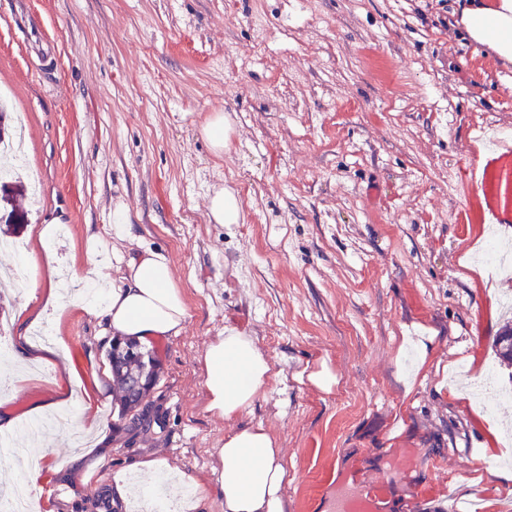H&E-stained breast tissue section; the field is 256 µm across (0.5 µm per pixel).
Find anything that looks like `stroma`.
I'll return each instance as SVG.
<instances>
[{
  "label": "stroma",
  "instance_id": "stroma-1",
  "mask_svg": "<svg viewBox=\"0 0 512 512\" xmlns=\"http://www.w3.org/2000/svg\"><path fill=\"white\" fill-rule=\"evenodd\" d=\"M467 0H0V97L22 130L18 177L0 179V227L16 225L34 284L6 303L0 412L20 428L56 395L75 411L111 384L106 322L52 320L56 355L21 362L15 337L44 307L40 230L62 226L58 272L90 271L87 238L123 207L134 248L163 252L187 296L183 331L153 341L162 437L124 447L105 430L97 470L60 466L69 430L46 438L41 481L64 489L38 512H93L95 492L147 455L201 479L198 512H221L217 450L229 425L207 411L198 357L225 328L254 339L276 376L242 414L283 448L286 512H443L449 491L512 505V408L488 415L465 375L512 367L492 345L512 309V269L477 264L485 228L512 244V215L484 209L482 157L512 134V64L458 25ZM223 113L222 155L202 133ZM242 220L217 224L214 191ZM327 368L324 391L300 384ZM208 214L210 220L217 224H237L241 217V205L234 194L219 190L209 198Z\"/></svg>",
  "mask_w": 512,
  "mask_h": 512
}]
</instances>
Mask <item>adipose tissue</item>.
I'll use <instances>...</instances> for the list:
<instances>
[{"instance_id": "1", "label": "adipose tissue", "mask_w": 512, "mask_h": 512, "mask_svg": "<svg viewBox=\"0 0 512 512\" xmlns=\"http://www.w3.org/2000/svg\"><path fill=\"white\" fill-rule=\"evenodd\" d=\"M468 37L512 62V0L488 6L470 0L459 16ZM105 233L112 239V257L125 271L110 282L100 299L79 297L74 303L98 309L110 332L150 342L181 333L187 316V299L175 281L168 258L151 249L133 255L124 252L131 240V226L124 210H114ZM49 305L66 308L72 301L60 283L47 291ZM209 411L231 422L218 450L224 512H284L283 489L288 481L284 453L276 438L262 425L238 424L260 392L275 376L274 367L251 337L225 329L199 358ZM114 490L121 499L144 500L146 512H159L162 491L180 493L182 512H197L206 488L173 472L166 462L149 455L133 465L132 472H116Z\"/></svg>"}]
</instances>
